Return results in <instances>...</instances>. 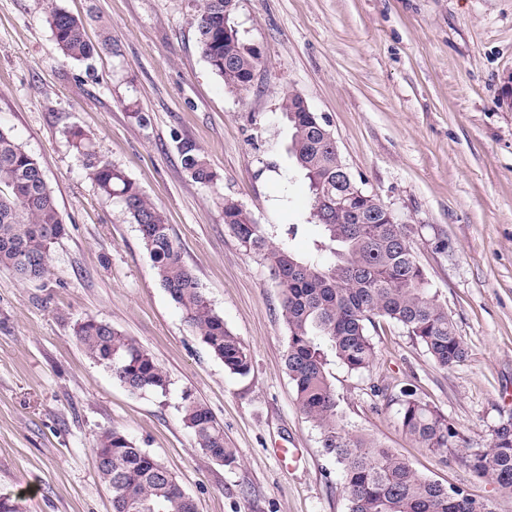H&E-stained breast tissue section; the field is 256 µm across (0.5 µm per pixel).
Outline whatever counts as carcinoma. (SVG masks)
I'll return each instance as SVG.
<instances>
[{
	"label": "carcinoma",
	"instance_id": "obj_1",
	"mask_svg": "<svg viewBox=\"0 0 512 512\" xmlns=\"http://www.w3.org/2000/svg\"><path fill=\"white\" fill-rule=\"evenodd\" d=\"M44 5L65 59L87 62L108 48L107 39L93 44L79 18L55 0H44ZM234 9L230 0H198L191 24L203 58L224 89L241 93L249 89L260 52L241 43L231 22ZM281 112L291 128L289 152L309 182L310 218L321 227V239L312 254L301 256L290 245L298 225L283 229L276 240L230 197L224 198V224L281 289L287 329L284 366L299 410L319 429L321 447L336 462L348 512H493L489 502L467 489L422 475L393 449L339 424L330 364L354 373L366 371L376 356L370 334L375 319L399 324L443 370L463 361L466 348L414 256L407 226L379 211L377 197L360 190L355 177L346 180L336 173L339 159L326 125L317 113L305 110L296 94L282 98ZM70 136L85 156L88 178L102 195L119 199L137 225L159 284L189 327L226 370L248 374L250 354L183 261L166 213L125 173L90 152L83 130L75 127ZM178 149L195 181L214 183L216 174L200 147L184 140ZM66 232L40 163L0 129V267L23 280L44 278L53 246ZM74 336L93 361L130 391H167V373L111 324L88 317L75 324ZM397 402L402 432L422 447L440 453L462 440L448 417L413 390H401ZM181 421L208 457L235 463L234 449L225 446L224 427L205 404L187 402ZM93 459L97 476L112 494L113 512H197L175 475L126 434L101 431ZM465 462L475 474L512 490V420L497 427L486 446L471 449Z\"/></svg>",
	"mask_w": 512,
	"mask_h": 512
}]
</instances>
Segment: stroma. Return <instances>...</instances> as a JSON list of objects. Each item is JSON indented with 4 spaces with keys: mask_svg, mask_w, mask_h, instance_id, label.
Segmentation results:
<instances>
[{
    "mask_svg": "<svg viewBox=\"0 0 512 512\" xmlns=\"http://www.w3.org/2000/svg\"><path fill=\"white\" fill-rule=\"evenodd\" d=\"M57 4L112 47L65 61L43 0H0V128L39 161L68 227L44 279L0 268V497L21 512H112L93 448L115 429L174 473L197 512H348L284 367L280 290L224 223L228 196L256 223L298 225L295 249L312 250L319 229L280 112L281 97L298 92L356 180L407 225L468 351L441 370L380 320L369 371L330 366L343 425L512 512V491L463 459L512 416V0H236L234 22L262 55L240 94L200 53L197 0ZM75 126L165 210L184 262L247 348L249 374L225 370L161 288L136 225L88 179ZM183 140L202 148L216 184L184 169ZM88 317L146 349L167 392H130L90 359L73 336ZM404 386L447 415L465 447L433 453L405 436ZM190 400L222 424L235 463L198 448L181 421ZM277 448L298 461L281 463Z\"/></svg>",
    "mask_w": 512,
    "mask_h": 512,
    "instance_id": "obj_1",
    "label": "stroma"
}]
</instances>
